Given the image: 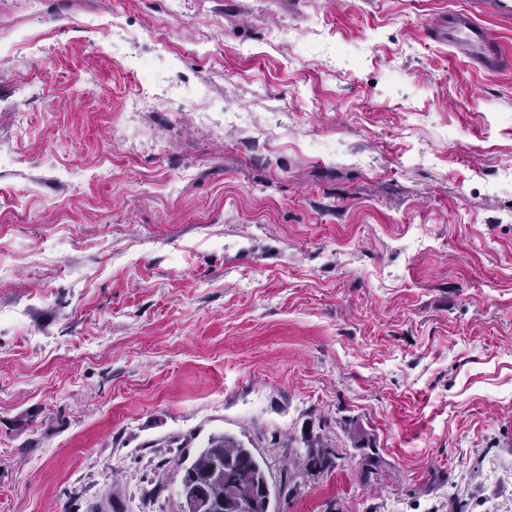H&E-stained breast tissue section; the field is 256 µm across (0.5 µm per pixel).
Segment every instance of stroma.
Here are the masks:
<instances>
[{"instance_id":"1","label":"stroma","mask_w":512,"mask_h":512,"mask_svg":"<svg viewBox=\"0 0 512 512\" xmlns=\"http://www.w3.org/2000/svg\"><path fill=\"white\" fill-rule=\"evenodd\" d=\"M469 4L0 0V512H181L215 432L271 512H512V68L425 34ZM336 455L330 448L308 446L306 451V466L319 471L332 470L336 466Z\"/></svg>"}]
</instances>
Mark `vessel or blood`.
Listing matches in <instances>:
<instances>
[{"label":"vessel or blood","instance_id":"vessel-or-blood-1","mask_svg":"<svg viewBox=\"0 0 512 512\" xmlns=\"http://www.w3.org/2000/svg\"><path fill=\"white\" fill-rule=\"evenodd\" d=\"M448 42L484 69L496 70L512 65V58L501 53L496 37L476 21L472 10L449 13Z\"/></svg>","mask_w":512,"mask_h":512}]
</instances>
